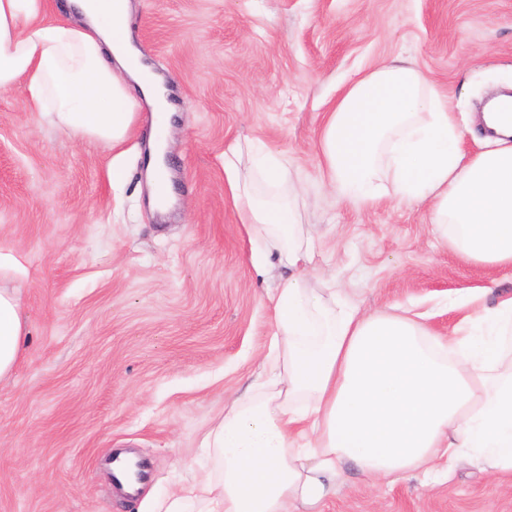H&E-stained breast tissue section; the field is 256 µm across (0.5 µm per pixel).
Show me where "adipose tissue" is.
I'll list each match as a JSON object with an SVG mask.
<instances>
[{"mask_svg":"<svg viewBox=\"0 0 512 512\" xmlns=\"http://www.w3.org/2000/svg\"><path fill=\"white\" fill-rule=\"evenodd\" d=\"M0 0V89L23 82L25 109L79 139L112 144L152 108L147 177L159 210L175 197L166 154L176 113L128 25L129 0ZM493 149L461 151L463 130L441 93L397 58L345 87L328 112L321 151L329 183L359 207L425 203L434 233L466 261L512 269V122ZM224 155L226 189L264 266L276 253L289 275L267 296L277 358L259 391L233 399L209 430L219 477L205 474L163 512H323L345 465L368 477L431 479L469 462L512 477V294L459 290L460 334L441 337L419 315L362 312L341 292L306 286L314 238L282 194L288 170L271 158L240 170ZM30 330L15 291L0 288V383L11 378Z\"/></svg>","mask_w":512,"mask_h":512,"instance_id":"adipose-tissue-1","label":"adipose tissue"}]
</instances>
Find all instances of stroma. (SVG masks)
Masks as SVG:
<instances>
[{
	"mask_svg": "<svg viewBox=\"0 0 512 512\" xmlns=\"http://www.w3.org/2000/svg\"><path fill=\"white\" fill-rule=\"evenodd\" d=\"M131 34L164 77L181 120L170 138L177 202L153 211L145 184L149 107L119 146L74 138L0 91V252L19 271L31 341L0 383V512H144L116 493L105 463L131 448L158 502L216 471L205 434L263 374L275 331L267 292L224 191V154L255 143L302 190L319 248L309 288H341L366 312L428 313L448 335L447 301L512 270L475 266L432 231L426 205L356 208L323 171L324 114L346 82L406 58L447 90L486 150L479 103L512 87V0H131ZM127 170L112 183V160ZM326 512H512V480L470 464L440 482L371 480L346 466Z\"/></svg>",
	"mask_w": 512,
	"mask_h": 512,
	"instance_id": "obj_1",
	"label": "stroma"
}]
</instances>
